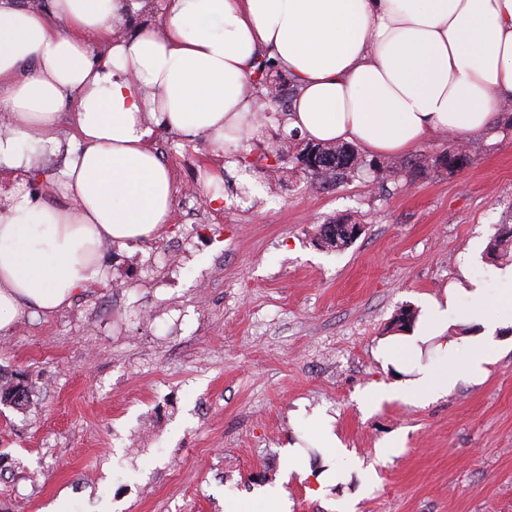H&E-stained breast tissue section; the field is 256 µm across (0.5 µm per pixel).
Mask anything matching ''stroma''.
<instances>
[{
	"mask_svg": "<svg viewBox=\"0 0 512 512\" xmlns=\"http://www.w3.org/2000/svg\"><path fill=\"white\" fill-rule=\"evenodd\" d=\"M285 135L277 108L221 156L154 133L177 187L168 224L104 245L103 282L0 335V377L30 389L27 405L0 402V512H225L276 485L291 512H512L511 326L482 378L465 377L462 349L447 395L367 400L399 378L378 349L402 337V309L466 276L497 291L487 247L512 227V104L465 144L368 154L337 182L292 157L268 167ZM193 203L204 220L190 231ZM335 221L362 227L337 252L318 239ZM320 413L338 457L320 445ZM292 447L307 480L288 472ZM329 466L345 482L319 485Z\"/></svg>",
	"mask_w": 512,
	"mask_h": 512,
	"instance_id": "35a3bbf8",
	"label": "stroma"
}]
</instances>
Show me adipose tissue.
I'll use <instances>...</instances> for the list:
<instances>
[{"instance_id":"adipose-tissue-1","label":"adipose tissue","mask_w":512,"mask_h":512,"mask_svg":"<svg viewBox=\"0 0 512 512\" xmlns=\"http://www.w3.org/2000/svg\"><path fill=\"white\" fill-rule=\"evenodd\" d=\"M146 0H0V172L36 176L44 201L16 183L0 209V334L28 310L54 313L100 282V247L157 236L177 188L148 146L155 130L225 143L251 135L261 112L253 63L268 55L296 84L286 129L314 143H356L378 156L431 134L456 142L490 129L512 103V0H173L161 22L123 37L116 21ZM73 132L63 136L66 105ZM58 157L44 173L38 155ZM495 299L477 282L468 370L491 363L488 338L512 327V265ZM453 293L429 298L406 343L405 400L427 401L458 381L445 360ZM443 356L421 361L424 350Z\"/></svg>"}]
</instances>
